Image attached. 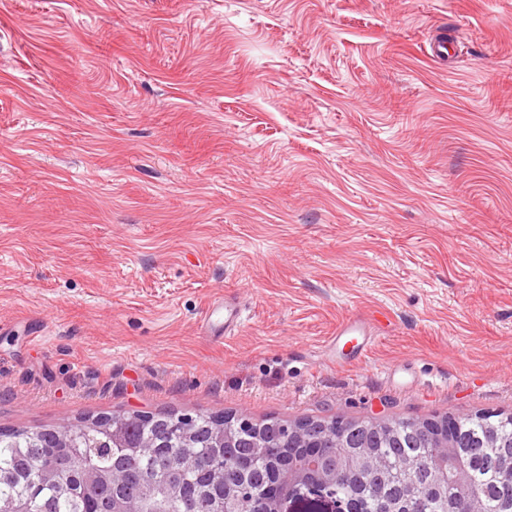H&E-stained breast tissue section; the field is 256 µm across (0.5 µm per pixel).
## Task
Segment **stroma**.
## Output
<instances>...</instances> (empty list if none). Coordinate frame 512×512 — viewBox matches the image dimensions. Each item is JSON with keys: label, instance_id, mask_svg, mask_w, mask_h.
<instances>
[{"label": "stroma", "instance_id": "obj_1", "mask_svg": "<svg viewBox=\"0 0 512 512\" xmlns=\"http://www.w3.org/2000/svg\"><path fill=\"white\" fill-rule=\"evenodd\" d=\"M126 411L512 413V0H0V427ZM244 324L243 311L233 298L212 301L198 323V334L215 343L237 334ZM373 326L369 319L360 315H353L344 319L337 327L332 338L327 340L325 347L329 349L330 357L338 365H350L353 360L362 357L373 342ZM344 338L356 339V355L353 359L342 357L336 353L337 347Z\"/></svg>", "mask_w": 512, "mask_h": 512}]
</instances>
